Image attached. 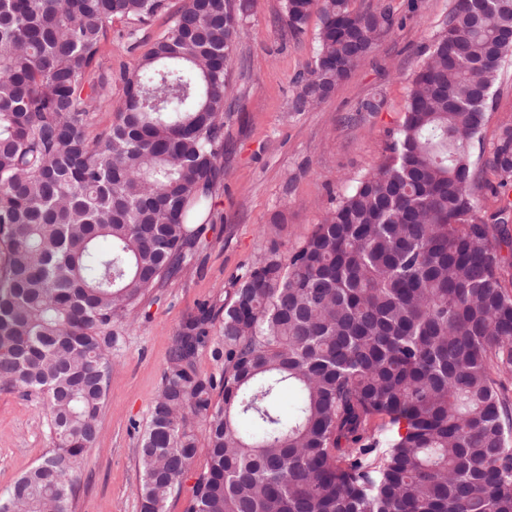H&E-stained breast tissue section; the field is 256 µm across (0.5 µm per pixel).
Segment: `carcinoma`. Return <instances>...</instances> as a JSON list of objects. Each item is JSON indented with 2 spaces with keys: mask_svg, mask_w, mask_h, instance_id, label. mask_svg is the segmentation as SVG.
<instances>
[{
  "mask_svg": "<svg viewBox=\"0 0 512 512\" xmlns=\"http://www.w3.org/2000/svg\"><path fill=\"white\" fill-rule=\"evenodd\" d=\"M253 6L186 0L119 71L124 98L93 136L108 24L147 25L165 0H0V390L40 399L52 434L0 496L8 512H71L112 320L180 269L221 173L226 68ZM284 8L297 32L321 20L293 112L325 101L396 24L351 0ZM511 53L512 0H454L389 154L297 247L272 236L236 279L220 380L193 365L212 310L187 319L140 443V512H166L180 490L195 421L208 459L186 512H512V205L476 217L472 153ZM485 165L512 183V127Z\"/></svg>",
  "mask_w": 512,
  "mask_h": 512,
  "instance_id": "obj_1",
  "label": "carcinoma"
}]
</instances>
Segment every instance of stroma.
<instances>
[{
  "label": "stroma",
  "instance_id": "35a3bbf8",
  "mask_svg": "<svg viewBox=\"0 0 512 512\" xmlns=\"http://www.w3.org/2000/svg\"><path fill=\"white\" fill-rule=\"evenodd\" d=\"M184 0L144 26L113 20L92 78L107 96L93 114L94 132L108 130L123 96L121 67H133L172 22ZM453 0H352L354 8H387L397 25L332 95L306 112L289 108L295 77L312 65L318 15L293 31L284 0H256L235 42L226 75L222 175L210 196L211 219L182 270L152 289L126 318L114 321L112 375L99 434L81 468L72 512H140L136 489L140 440L161 389L181 323L201 307L223 309L234 282L269 245L268 224L282 215V242L293 249L324 210L384 158L401 123L410 82L442 29ZM378 111L364 112L367 99ZM512 126V56L500 65L493 107L474 152L490 155ZM52 446L38 401L0 390V494Z\"/></svg>",
  "mask_w": 512,
  "mask_h": 512
}]
</instances>
